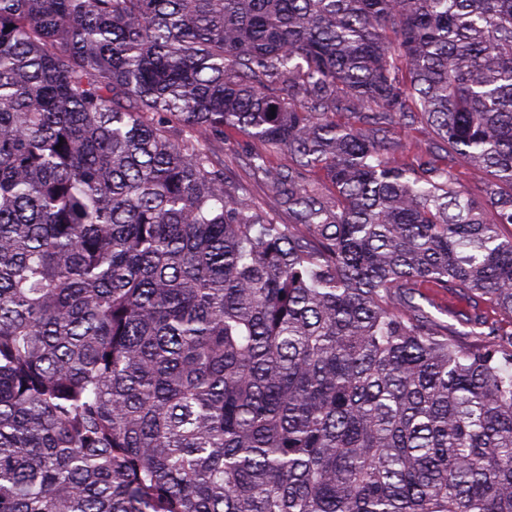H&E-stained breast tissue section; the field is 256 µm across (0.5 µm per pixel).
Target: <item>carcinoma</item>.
<instances>
[{
    "label": "carcinoma",
    "instance_id": "obj_1",
    "mask_svg": "<svg viewBox=\"0 0 512 512\" xmlns=\"http://www.w3.org/2000/svg\"><path fill=\"white\" fill-rule=\"evenodd\" d=\"M506 224L512 0H0V512H512ZM261 148L260 143L240 131L224 128V151H218V156L224 159V180L236 187L239 194H246L261 209L275 212L280 224H289L288 212L279 206L266 184L255 178L245 164L246 156Z\"/></svg>",
    "mask_w": 512,
    "mask_h": 512
}]
</instances>
